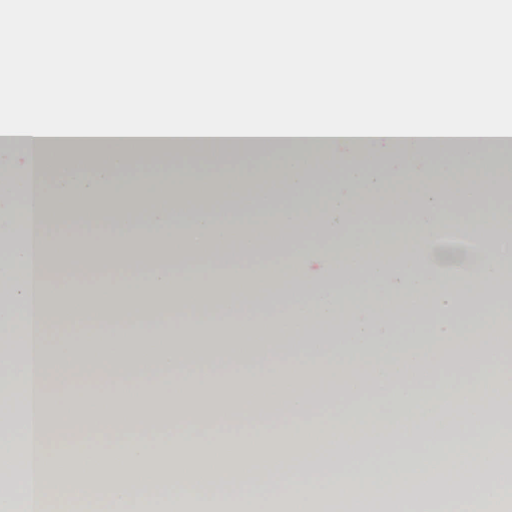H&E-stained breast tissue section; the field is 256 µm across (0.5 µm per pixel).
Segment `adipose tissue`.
<instances>
[{
    "mask_svg": "<svg viewBox=\"0 0 512 512\" xmlns=\"http://www.w3.org/2000/svg\"><path fill=\"white\" fill-rule=\"evenodd\" d=\"M34 141L0 135V151L22 157L21 177L0 173V239L17 240L9 264H0V388L17 393L0 396V482L22 477L18 497L0 498V512H40L61 496L101 498L112 512L133 503L142 512H313L339 499L364 504L372 488L387 512H432L428 476L445 465L455 473L447 512L502 496L505 460L496 450L512 426V343L492 327L512 305V234L486 212L453 229L431 220L350 236L341 218L356 201L374 204L389 180L354 167L346 173L351 190L338 191L322 223L307 215L309 185L324 175L315 152L391 146L418 157L421 138L316 136L304 153L278 152L294 204L270 224H243L235 212L206 205L175 223L183 203L175 178L144 168L146 193L121 210L103 202L69 223L46 218L29 231L12 218L14 201L28 205L38 194L59 204L78 187L102 198L131 158L113 137H100L94 150L73 152V176L53 185L49 168L34 165ZM474 143L455 138L449 165L410 168L406 183L436 194L471 183L478 171L481 189L501 195L490 174L512 157L498 152L496 138L479 151ZM100 156L97 183H86L84 164ZM185 171L199 187L220 179L231 196L252 165ZM91 226L104 246L87 247ZM452 231L481 243L480 257L456 274L461 287L424 268L402 279L368 259L392 249L411 267ZM312 234L330 246L311 264L363 270L367 287L323 288L299 277L293 245ZM258 252L278 258L262 281L244 276L241 263ZM60 254L76 274L112 266L141 268L148 278L117 282L107 301L65 307L52 286ZM203 265L210 274H199ZM272 291L279 297L271 309L247 305L248 296ZM148 319L156 323L149 336L96 334L103 324ZM407 320L425 327L385 333V324ZM64 327L84 334L74 344L51 343ZM444 374L460 378L446 394L433 384ZM79 434L86 444L72 447Z\"/></svg>",
    "mask_w": 512,
    "mask_h": 512,
    "instance_id": "ef3b65f1",
    "label": "adipose tissue"
}]
</instances>
